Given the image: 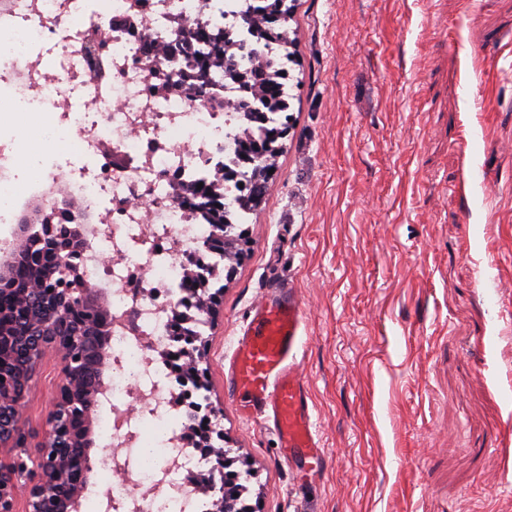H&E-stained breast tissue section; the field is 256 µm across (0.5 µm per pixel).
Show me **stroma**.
<instances>
[{
	"label": "stroma",
	"instance_id": "1",
	"mask_svg": "<svg viewBox=\"0 0 512 512\" xmlns=\"http://www.w3.org/2000/svg\"><path fill=\"white\" fill-rule=\"evenodd\" d=\"M289 26L290 134L201 328L224 455L252 512H512V0H296ZM283 291L317 470L224 392ZM61 378L36 369L32 444Z\"/></svg>",
	"mask_w": 512,
	"mask_h": 512
}]
</instances>
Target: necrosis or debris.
<instances>
[{
	"label": "necrosis or debris",
	"mask_w": 512,
	"mask_h": 512,
	"mask_svg": "<svg viewBox=\"0 0 512 512\" xmlns=\"http://www.w3.org/2000/svg\"><path fill=\"white\" fill-rule=\"evenodd\" d=\"M196 29L208 39L195 51L209 54V38L224 35L241 66L256 65L238 0H0V112L51 104L47 137L69 140L87 160L66 178L38 157L21 170L17 140L0 138V224L36 211L51 224L88 225L73 261L105 287L112 365L98 396L108 442L99 486L130 473L143 492L108 506L94 496L92 512L207 510L193 480L214 463L185 445L164 356L176 349L169 311L186 294V266L216 262L203 250L208 221L184 187L233 165L245 92L221 69L204 85L185 56L147 52ZM78 96L87 111L75 110Z\"/></svg>",
	"instance_id": "necrosis-or-debris-1"
}]
</instances>
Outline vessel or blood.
I'll use <instances>...</instances> for the list:
<instances>
[{"label": "vessel or blood", "instance_id": "vessel-or-blood-1", "mask_svg": "<svg viewBox=\"0 0 512 512\" xmlns=\"http://www.w3.org/2000/svg\"><path fill=\"white\" fill-rule=\"evenodd\" d=\"M301 323V306L293 297L257 304L224 376L238 394L244 415L263 413L272 420L288 459L316 461L322 455L321 446L308 391L295 367Z\"/></svg>", "mask_w": 512, "mask_h": 512}]
</instances>
